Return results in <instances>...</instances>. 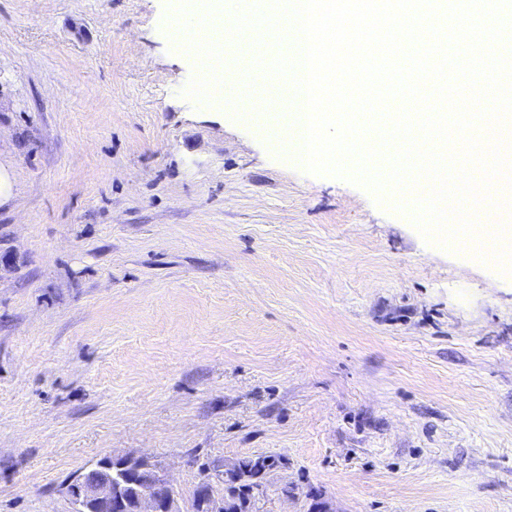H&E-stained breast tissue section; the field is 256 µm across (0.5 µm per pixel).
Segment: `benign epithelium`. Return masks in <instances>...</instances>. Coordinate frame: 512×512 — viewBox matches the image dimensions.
I'll return each mask as SVG.
<instances>
[{
	"instance_id": "obj_1",
	"label": "benign epithelium",
	"mask_w": 512,
	"mask_h": 512,
	"mask_svg": "<svg viewBox=\"0 0 512 512\" xmlns=\"http://www.w3.org/2000/svg\"><path fill=\"white\" fill-rule=\"evenodd\" d=\"M96 478L72 476L66 494L76 512H183L171 482L145 457L104 454L92 464ZM191 498L205 512H224V496L209 481L193 488Z\"/></svg>"
}]
</instances>
